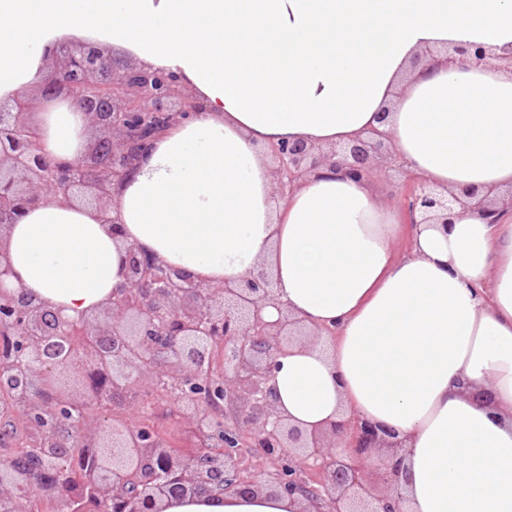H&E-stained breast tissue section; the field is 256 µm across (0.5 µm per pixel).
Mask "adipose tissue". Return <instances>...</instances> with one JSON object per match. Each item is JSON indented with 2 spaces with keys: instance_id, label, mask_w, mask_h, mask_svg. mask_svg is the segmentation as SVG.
Instances as JSON below:
<instances>
[{
  "instance_id": "adipose-tissue-1",
  "label": "adipose tissue",
  "mask_w": 512,
  "mask_h": 512,
  "mask_svg": "<svg viewBox=\"0 0 512 512\" xmlns=\"http://www.w3.org/2000/svg\"><path fill=\"white\" fill-rule=\"evenodd\" d=\"M65 41L174 75L203 109L151 142L104 210L50 193L26 210L0 236L14 283L74 317L123 283L130 245L209 285L265 271L320 335L277 356V411L393 432L404 512H512V0H0V103L30 96L43 151L72 161L85 117L39 97ZM471 45L487 64L447 67ZM378 124L427 185L495 189V220L458 208L407 235L369 180L325 165L275 194L270 146ZM308 507L259 492L164 512Z\"/></svg>"
}]
</instances>
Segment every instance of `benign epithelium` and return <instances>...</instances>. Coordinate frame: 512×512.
I'll use <instances>...</instances> for the list:
<instances>
[{"mask_svg": "<svg viewBox=\"0 0 512 512\" xmlns=\"http://www.w3.org/2000/svg\"><path fill=\"white\" fill-rule=\"evenodd\" d=\"M486 60L479 47L454 48L448 65ZM44 99L70 101L96 135L73 162L49 159L30 121L31 101L0 105V232L52 191L66 199L106 205L112 182L134 168L156 135L198 114L202 105L169 75L105 55L93 44H62L43 84ZM276 192L285 198L322 165L371 176L394 168L389 132L363 131L343 146L303 141L274 145ZM491 191L438 193L406 172L397 197L409 224L415 214L448 223L457 204L490 212ZM125 282L95 315L74 318L10 287L13 275L0 249V331L9 327L11 359L0 374L17 380L3 395L25 401L34 455L21 461L0 454V512H34L30 495L63 470L59 449L75 439L97 450L78 482L59 481L47 494L54 512H74L85 492L120 512H162L166 501L189 495H249L266 489L302 498L316 512H403V454L390 433L359 418L305 430L288 423L272 399L276 355L303 336L299 321L280 303L267 275L210 286L131 245ZM280 316L265 320L263 309ZM196 387L178 396L180 419L197 438L176 458L158 431L120 420L108 428L89 422L92 402L135 392L154 409L167 386ZM265 476L260 481L250 476Z\"/></svg>", "mask_w": 512, "mask_h": 512, "instance_id": "1", "label": "benign epithelium"}]
</instances>
